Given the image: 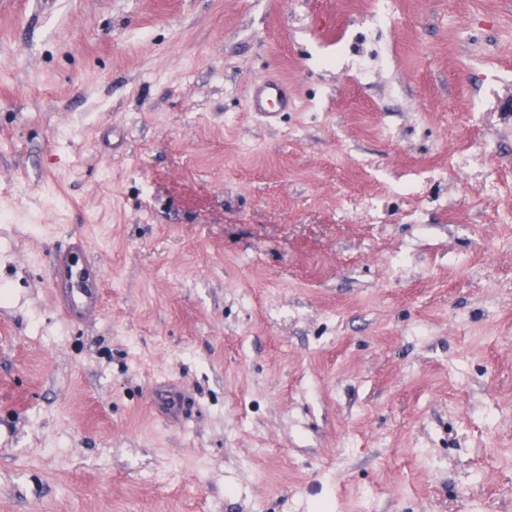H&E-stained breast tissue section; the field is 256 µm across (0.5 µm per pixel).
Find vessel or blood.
<instances>
[{
  "label": "vessel or blood",
  "instance_id": "vessel-or-blood-1",
  "mask_svg": "<svg viewBox=\"0 0 512 512\" xmlns=\"http://www.w3.org/2000/svg\"><path fill=\"white\" fill-rule=\"evenodd\" d=\"M287 105L283 87L268 81L256 86L250 101L252 110L264 115L270 114L272 107L283 109ZM49 275L58 308L69 323L83 322L101 311L102 268L82 237H70L52 252Z\"/></svg>",
  "mask_w": 512,
  "mask_h": 512
}]
</instances>
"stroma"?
Masks as SVG:
<instances>
[{
	"mask_svg": "<svg viewBox=\"0 0 512 512\" xmlns=\"http://www.w3.org/2000/svg\"><path fill=\"white\" fill-rule=\"evenodd\" d=\"M0 512H512V0H0ZM272 104L280 109L288 107V98L283 87L273 82L260 81L250 100L251 109L264 115L276 114L277 112L271 110ZM49 275L58 308L69 323H81L101 311L102 268L81 236L70 237L52 252Z\"/></svg>",
	"mask_w": 512,
	"mask_h": 512,
	"instance_id": "35a3bbf8",
	"label": "stroma"
}]
</instances>
